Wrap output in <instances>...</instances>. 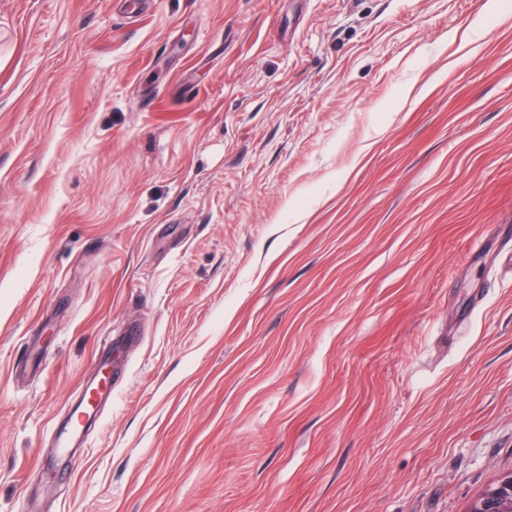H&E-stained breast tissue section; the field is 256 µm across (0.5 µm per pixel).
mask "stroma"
Segmentation results:
<instances>
[{
    "label": "stroma",
    "instance_id": "1",
    "mask_svg": "<svg viewBox=\"0 0 512 512\" xmlns=\"http://www.w3.org/2000/svg\"><path fill=\"white\" fill-rule=\"evenodd\" d=\"M509 472L512 0H0V512Z\"/></svg>",
    "mask_w": 512,
    "mask_h": 512
}]
</instances>
